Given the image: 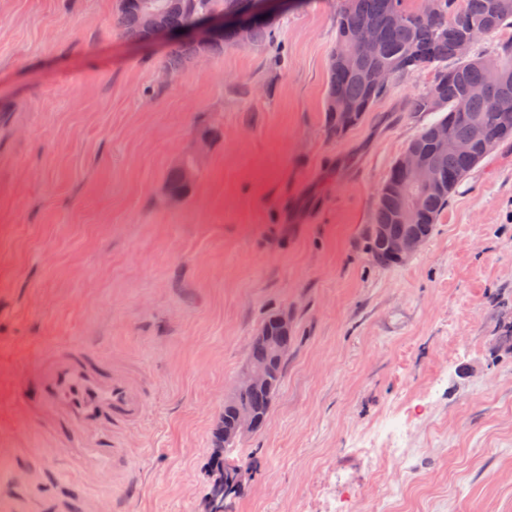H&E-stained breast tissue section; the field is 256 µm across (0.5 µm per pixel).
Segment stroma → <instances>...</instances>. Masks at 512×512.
Returning <instances> with one entry per match:
<instances>
[{"label":"stroma","mask_w":512,"mask_h":512,"mask_svg":"<svg viewBox=\"0 0 512 512\" xmlns=\"http://www.w3.org/2000/svg\"><path fill=\"white\" fill-rule=\"evenodd\" d=\"M343 5L297 0L276 45L168 76V44L114 27L118 0H0V512H43L69 485L114 512H200L224 399L281 309L295 340L224 512H512V142L417 254L374 264L378 193L431 120L402 105L435 71L332 136ZM212 127L191 194L170 202L167 172ZM81 341L150 388L130 472L80 478L22 416L24 375Z\"/></svg>","instance_id":"stroma-1"}]
</instances>
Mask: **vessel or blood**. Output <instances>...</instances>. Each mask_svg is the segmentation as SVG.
<instances>
[{"instance_id": "obj_1", "label": "vessel or blood", "mask_w": 512, "mask_h": 512, "mask_svg": "<svg viewBox=\"0 0 512 512\" xmlns=\"http://www.w3.org/2000/svg\"><path fill=\"white\" fill-rule=\"evenodd\" d=\"M24 405L39 413L68 450L79 473L126 467L116 439L143 417L148 392L122 366L83 344L55 349L24 380ZM54 512H102L101 499H71L63 493Z\"/></svg>"}]
</instances>
